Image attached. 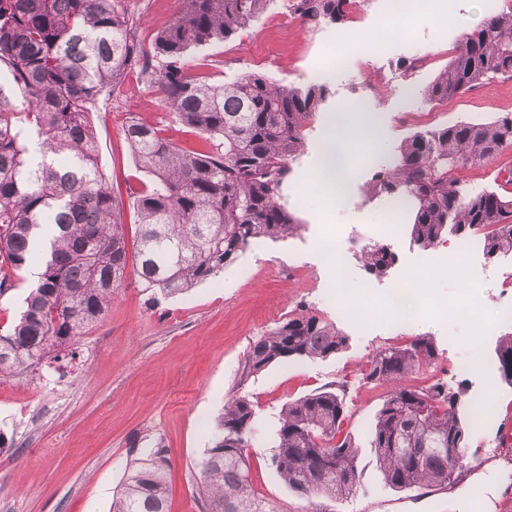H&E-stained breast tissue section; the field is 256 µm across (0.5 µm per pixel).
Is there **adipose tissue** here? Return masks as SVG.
<instances>
[{
    "mask_svg": "<svg viewBox=\"0 0 512 512\" xmlns=\"http://www.w3.org/2000/svg\"><path fill=\"white\" fill-rule=\"evenodd\" d=\"M366 147L371 160H378L386 145L374 119L362 106L344 103L337 107L332 128L314 144L305 161L308 188L329 204H345L346 190L353 178L349 162L353 144Z\"/></svg>",
    "mask_w": 512,
    "mask_h": 512,
    "instance_id": "obj_1",
    "label": "adipose tissue"
}]
</instances>
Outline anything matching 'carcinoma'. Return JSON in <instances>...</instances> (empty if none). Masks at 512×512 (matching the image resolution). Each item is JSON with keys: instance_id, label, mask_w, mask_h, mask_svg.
Here are the masks:
<instances>
[{"instance_id": "cac0c4a2", "label": "carcinoma", "mask_w": 512, "mask_h": 512, "mask_svg": "<svg viewBox=\"0 0 512 512\" xmlns=\"http://www.w3.org/2000/svg\"><path fill=\"white\" fill-rule=\"evenodd\" d=\"M271 0H180L149 45L138 39L127 0H0V267L21 276L39 265L22 310L0 334V377L59 360L105 312L128 276V241L118 200L99 165L92 108L138 66L175 121L204 144L182 148L130 119L124 136L147 182L134 199L137 276L146 291L181 295L233 265L256 239L284 240L298 227L280 203L304 128L327 98L323 84H274L258 73L211 83L192 72L200 50L257 22ZM314 25L346 19L348 0H295ZM512 77V10L466 33L428 87L443 101L497 77ZM512 146V113L490 122L418 132L400 146L393 171L375 190L414 214L411 238L431 247L445 237L485 232L490 259L512 255V192L466 190L455 173ZM366 266L387 272L394 253L367 246ZM346 337L314 313L290 316L261 336L246 357L255 374L276 363L330 357ZM512 385V333L495 349ZM433 343L418 338L379 349L365 382L385 387L371 448L384 483L396 491L444 488L457 477L468 430L482 406L459 408L436 381L408 383L435 364ZM343 395L321 389L286 404L270 461L288 488L310 500L353 497L361 458ZM254 405L229 403L198 463L200 512H278L253 491L246 454ZM161 451L134 467L115 512H168Z\"/></svg>"}]
</instances>
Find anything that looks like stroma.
Returning a JSON list of instances; mask_svg holds the SVG:
<instances>
[{"label": "stroma", "instance_id": "obj_1", "mask_svg": "<svg viewBox=\"0 0 512 512\" xmlns=\"http://www.w3.org/2000/svg\"><path fill=\"white\" fill-rule=\"evenodd\" d=\"M428 11L389 20L390 0H364L360 14L314 26L298 19L293 0H271L262 19L229 42L202 50L199 73L212 82L259 73L275 83H325L329 94L304 129L313 145L345 101L374 111L387 144L369 161L354 145L355 170L346 207L330 213L307 191L303 159L291 164L284 207L299 221L291 238L259 239L223 272L174 298L143 292L128 277L102 318L79 338L75 357L0 379V512H114L130 466L162 450L170 464V512H199L197 464L211 448L225 405L243 396L255 416L247 453L256 492L280 512H512V386L498 371L495 348L507 326L487 327L505 299L512 257L495 261L464 250L451 238L422 248L410 237L409 217L391 214L374 189L377 171L392 167L402 142L417 132L512 113V77H497L444 102L426 91L471 30L465 0H431ZM138 37L149 42L179 8L178 0H130ZM159 128L165 138L196 146L200 138L177 124L138 69L92 111L98 157L125 205L134 233L135 192L145 179L125 141L129 118ZM512 167V147L460 179L478 192L500 186ZM389 245L395 262L382 277L362 257L367 243ZM351 265L341 279L332 261ZM429 276L403 321L392 320L380 288L409 273ZM314 312L347 336V347L314 361L273 364L252 374L250 345L289 316ZM431 339L436 366L414 376L417 385L446 381L463 405L491 401L481 426L470 429L460 481L436 495L386 486L371 451V428L383 388L362 382L380 348ZM479 365H472V356ZM323 388H341L361 450L358 492L322 504L291 492L270 466L274 432L288 401Z\"/></svg>", "mask_w": 512, "mask_h": 512}]
</instances>
